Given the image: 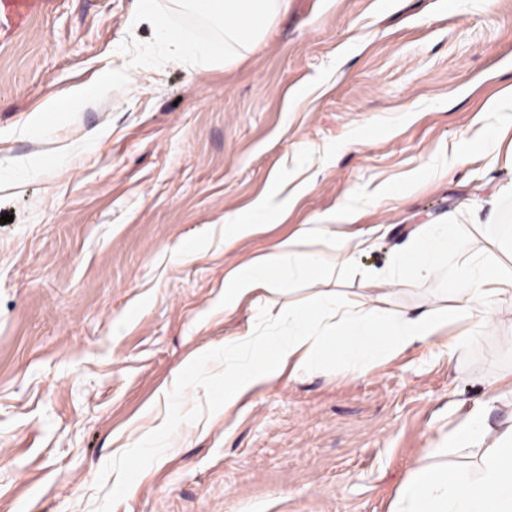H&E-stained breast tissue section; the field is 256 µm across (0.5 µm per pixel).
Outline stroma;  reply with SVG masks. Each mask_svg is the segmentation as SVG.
Wrapping results in <instances>:
<instances>
[{"instance_id": "35a3bbf8", "label": "stroma", "mask_w": 512, "mask_h": 512, "mask_svg": "<svg viewBox=\"0 0 512 512\" xmlns=\"http://www.w3.org/2000/svg\"><path fill=\"white\" fill-rule=\"evenodd\" d=\"M137 0H33L0 18V512H393L410 468L488 395L512 427V298L475 344L330 363L224 410V276L302 224L373 248L278 305L353 292L420 224H452L512 274V0H288L230 64L166 63L37 140L51 96L149 42ZM282 209L232 247L225 214ZM13 220L2 223L1 218ZM444 275L390 293L449 305ZM198 376L179 377L200 350Z\"/></svg>"}]
</instances>
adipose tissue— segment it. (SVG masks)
I'll return each instance as SVG.
<instances>
[{"instance_id": "ef3b65f1", "label": "adipose tissue", "mask_w": 512, "mask_h": 512, "mask_svg": "<svg viewBox=\"0 0 512 512\" xmlns=\"http://www.w3.org/2000/svg\"><path fill=\"white\" fill-rule=\"evenodd\" d=\"M270 200L224 217V241L231 244L268 223ZM323 237L320 251L304 250L305 241ZM365 236L349 237L330 224H304L267 254L239 265L224 277V306L231 309L256 294H281L294 281L329 279L337 257L353 260L371 248ZM462 257L449 268L453 299L450 306L419 313L387 306L372 287L409 286L418 276L440 269L444 259ZM512 295V276L487 260L468 254V242L451 224H421L404 247L396 250L388 269L366 273L362 287L347 293L332 290L310 305L280 308L262 322L258 334L224 342V405L235 406L256 388L280 378L297 376L336 361L354 376L372 364L390 360L414 346L432 342L448 326H457L444 348L455 353L472 344L489 325L502 296ZM494 405L486 399L474 407L447 439L434 442L416 460L397 498L394 512H512V428L492 433L487 415ZM493 448L478 480H464L444 458L452 448H475L485 440Z\"/></svg>"}]
</instances>
